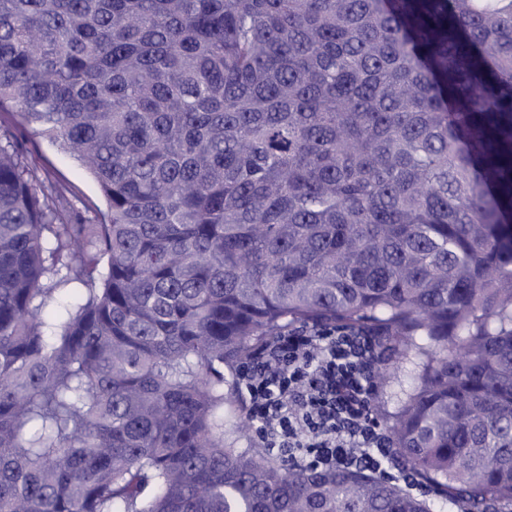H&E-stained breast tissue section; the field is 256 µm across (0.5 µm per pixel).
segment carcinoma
<instances>
[{
    "label": "carcinoma",
    "instance_id": "obj_1",
    "mask_svg": "<svg viewBox=\"0 0 512 512\" xmlns=\"http://www.w3.org/2000/svg\"><path fill=\"white\" fill-rule=\"evenodd\" d=\"M11 105L0 512H512V0H0ZM298 326L412 367L383 468L246 437ZM27 149L33 161L46 169L53 179L70 185L75 193L73 201L82 214L92 216L94 211L105 209L97 183L72 155L35 136L27 142Z\"/></svg>",
    "mask_w": 512,
    "mask_h": 512
}]
</instances>
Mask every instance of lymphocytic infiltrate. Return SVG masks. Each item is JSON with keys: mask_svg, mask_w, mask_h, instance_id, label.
Instances as JSON below:
<instances>
[{"mask_svg": "<svg viewBox=\"0 0 512 512\" xmlns=\"http://www.w3.org/2000/svg\"><path fill=\"white\" fill-rule=\"evenodd\" d=\"M335 366L327 343L296 332L287 346L260 352L254 382L242 387L243 406L261 443L377 465L381 439L358 411L368 381L361 374L336 375Z\"/></svg>", "mask_w": 512, "mask_h": 512, "instance_id": "f902f5d3", "label": "lymphocytic infiltrate"}]
</instances>
